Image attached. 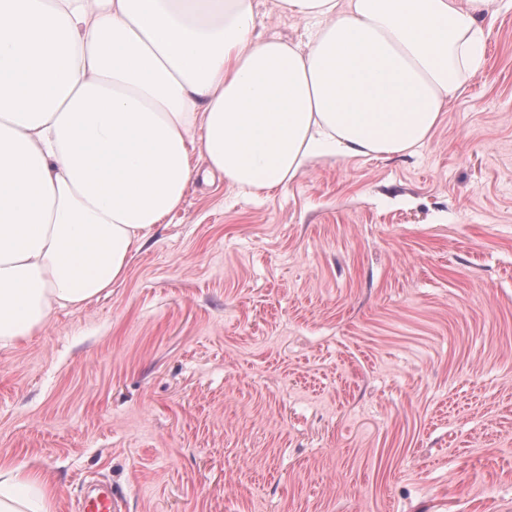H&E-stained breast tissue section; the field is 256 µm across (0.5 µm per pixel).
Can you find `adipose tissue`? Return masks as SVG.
Segmentation results:
<instances>
[{
	"label": "adipose tissue",
	"mask_w": 512,
	"mask_h": 512,
	"mask_svg": "<svg viewBox=\"0 0 512 512\" xmlns=\"http://www.w3.org/2000/svg\"><path fill=\"white\" fill-rule=\"evenodd\" d=\"M0 0V345L123 278L188 187L246 196L407 155L484 67L512 0ZM301 20L298 44L263 35ZM0 470V512H50ZM264 33L276 35L284 40L303 43L305 41V29L303 23L296 18L276 15L268 24Z\"/></svg>",
	"instance_id": "obj_1"
}]
</instances>
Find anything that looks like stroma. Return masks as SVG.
I'll return each mask as SVG.
<instances>
[{
  "instance_id": "obj_1",
  "label": "stroma",
  "mask_w": 512,
  "mask_h": 512,
  "mask_svg": "<svg viewBox=\"0 0 512 512\" xmlns=\"http://www.w3.org/2000/svg\"><path fill=\"white\" fill-rule=\"evenodd\" d=\"M53 512H512V11L431 140L196 181L123 280L0 346ZM122 497L105 485L92 497L84 499L80 512H124Z\"/></svg>"
}]
</instances>
